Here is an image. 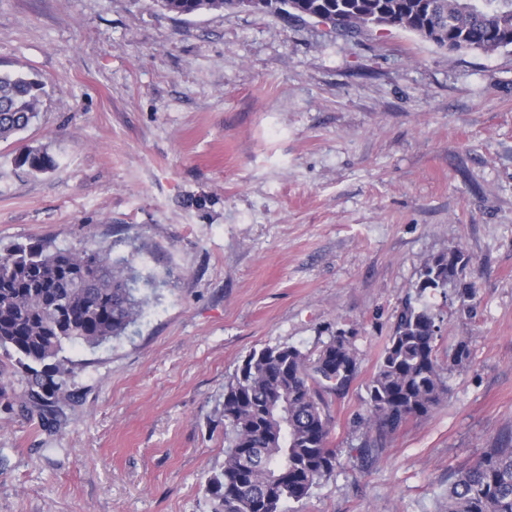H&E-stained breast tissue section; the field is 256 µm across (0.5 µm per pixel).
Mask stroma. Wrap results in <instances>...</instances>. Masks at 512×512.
Returning <instances> with one entry per match:
<instances>
[{
	"label": "stroma",
	"mask_w": 512,
	"mask_h": 512,
	"mask_svg": "<svg viewBox=\"0 0 512 512\" xmlns=\"http://www.w3.org/2000/svg\"><path fill=\"white\" fill-rule=\"evenodd\" d=\"M0 71L46 90L0 141V251L102 249L149 281L123 336L66 347L56 423L15 372L0 512H214L238 365L340 332L360 367L327 398L336 469L286 512H447L449 475L512 442V50L154 0H0ZM25 146L55 168H17ZM452 251L469 265L425 297L447 392L360 457L393 313ZM154 2L160 10L178 16H192L205 11L237 10L233 0H155Z\"/></svg>",
	"instance_id": "1"
}]
</instances>
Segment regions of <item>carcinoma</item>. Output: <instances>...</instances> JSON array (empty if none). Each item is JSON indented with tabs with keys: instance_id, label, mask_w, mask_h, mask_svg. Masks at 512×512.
<instances>
[{
	"instance_id": "cac0c4a2",
	"label": "carcinoma",
	"mask_w": 512,
	"mask_h": 512,
	"mask_svg": "<svg viewBox=\"0 0 512 512\" xmlns=\"http://www.w3.org/2000/svg\"><path fill=\"white\" fill-rule=\"evenodd\" d=\"M310 13L340 31L358 33L367 14L384 10L396 27L418 34L429 27L438 48L493 53L512 48V0H304ZM178 16L236 9L235 0H155ZM44 84L0 72V140L36 119ZM15 165L31 173L54 167L46 153L24 147ZM457 267L444 255L428 260L426 286L395 310L394 327L367 388L366 422L388 436L441 402L447 367L439 360L441 328L420 303L445 290ZM137 278L127 259L102 250L61 248L42 240L0 252V406L11 372L24 369L25 394L51 417L69 398L71 370L59 358L68 345L97 346L122 336L142 311ZM350 337L331 336L317 353L294 345L254 349L224 389V468L209 482L215 512H285L302 502L336 468L327 394L344 393L358 373ZM448 512H512V446L483 449L477 461L448 477Z\"/></svg>"
}]
</instances>
